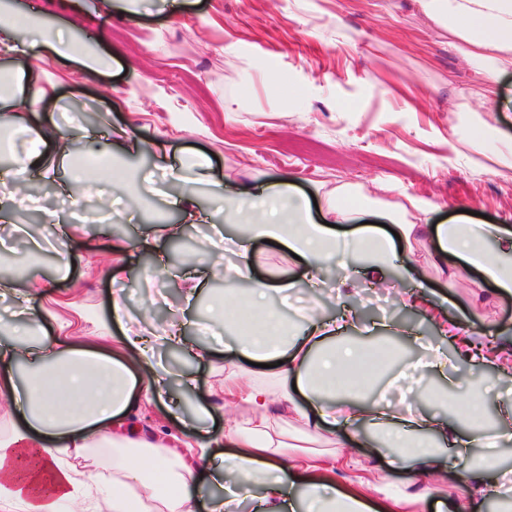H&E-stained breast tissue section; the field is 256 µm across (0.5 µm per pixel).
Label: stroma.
I'll return each mask as SVG.
<instances>
[{"label":"stroma","instance_id":"stroma-1","mask_svg":"<svg viewBox=\"0 0 512 512\" xmlns=\"http://www.w3.org/2000/svg\"><path fill=\"white\" fill-rule=\"evenodd\" d=\"M0 12L18 18L17 36L31 31L23 18L39 15L60 26L65 39L93 44L111 58L109 66L85 71L71 59L46 51L26 59L0 58V71L29 67L37 88L54 85L42 107L54 132L71 143L70 162L86 166L85 178L61 194L63 171L53 179L31 180L19 190L0 183V197L10 200L0 220V279L13 278L14 293L0 296V343L25 348L23 328L43 330L49 338L79 342L89 338L111 343L125 331L162 333L183 323L190 342L200 346L196 358L165 342L155 344L163 368L191 376L190 387L173 385L176 402L167 426L176 433L222 439L227 424L241 421L250 408L222 395L232 365L249 367L267 378L271 369L249 366L236 349L252 321L224 325L211 310L243 306L255 281L289 272L297 286L271 293L266 305L294 332H302L301 308L316 303L329 318L343 306L358 314L356 327L344 330L343 342L364 343L389 351L375 382L360 393L364 402L385 401L403 410L392 378L428 350H443L446 377L422 369L421 408L454 419L461 396L473 387L476 367L461 361L456 348L440 336L433 307L467 322L470 330L512 346V293L489 287L475 290V272L449 257V277L430 265L436 240L421 239L412 253H399L378 287L348 275L338 262L326 264V286L310 296L301 284L305 264L288 259L274 245L256 240L240 254L220 237L221 229L238 233L256 216L241 212L235 224L224 222V202L242 188L275 190L289 181L295 194L314 201L311 217L326 219V203L345 186L355 201L365 202L361 223L382 225L387 211L406 196L427 201V224H456L462 211L484 214L487 223L512 225V170L502 171L493 158L512 150V109L501 108L499 94L512 90V73L498 76L487 97L472 100L478 115L497 130L474 144L458 140L462 127L455 90L472 84L474 69L464 63L418 14L413 0H0ZM122 129L138 141L139 151L113 142L112 164L122 177L104 181L87 147L85 135L104 136ZM179 165L194 179L205 165L212 182L193 186L197 205L207 211L206 224L186 223L168 196L182 187L167 165ZM85 199L76 211L75 197ZM139 205H131V198ZM151 236L165 251L176 239L194 240L197 266L224 269L222 282L206 279L194 297H186L185 262L155 267L152 253L139 241ZM71 240V265L59 260L60 243ZM126 241L129 253L112 250ZM249 265L250 278L232 269ZM417 268L406 275L405 265ZM414 289L427 302L418 308L396 304L400 290ZM120 317H113V301ZM162 315L144 324V311ZM438 446L447 464L446 485L424 473H412L394 449L374 456L355 440L305 439L297 454L319 458L334 469L338 488L369 498L390 512H453V498L468 501L471 512H503L512 503V439L494 450L450 440ZM465 453L470 465L494 464L487 482L502 484L491 500L456 480L453 462Z\"/></svg>","mask_w":512,"mask_h":512}]
</instances>
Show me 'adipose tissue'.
Instances as JSON below:
<instances>
[{"label": "adipose tissue", "instance_id": "obj_1", "mask_svg": "<svg viewBox=\"0 0 512 512\" xmlns=\"http://www.w3.org/2000/svg\"><path fill=\"white\" fill-rule=\"evenodd\" d=\"M419 13L447 37L461 59L471 63L477 80L457 94V108L465 112L473 98L486 96L487 80L512 72V0H414ZM32 77L18 71L8 89H0V126L13 123L15 109H23L22 131L31 135L26 154L17 157L11 176L46 177L52 161L44 151L49 121L39 108V96L29 95ZM339 204L330 208L336 223L356 222L351 237L333 226L311 219L305 204L293 192L280 189L265 194L245 192L234 199V210L249 209L259 216L249 225L248 238H265L299 256L308 267L305 285L317 291L319 267L326 260L356 255L365 258V275L379 281L394 253L391 239L377 227L358 225V206L347 204L345 187H337ZM435 234L441 252L456 256L480 271L496 288L512 292V228L499 224H440L429 226L406 219L398 226L404 243ZM496 252H488V243ZM305 333L291 335L285 323L268 315L260 335L240 339L242 355L277 359L281 365L272 386H242L237 375L224 380V394L240 397L251 408L243 424L228 427L225 441L230 454L215 456L210 443L135 425L137 390L147 387L156 396L169 389L170 379L154 363L149 337L124 334L117 342L121 356L93 346L73 347L53 340L19 351L0 345V392L15 399L20 425L13 437L0 441V512H57L76 485L69 470L39 468L17 476L14 460L37 454L56 461L99 441L111 442L112 512H236L241 490L259 482L256 512L297 511L292 488L302 485L305 509L301 512H377L369 501L336 489L331 471L313 461L282 466L288 447L278 430L276 411L302 421L305 429L316 422L340 430L359 429L368 448H399L405 460L441 472L445 463L432 453L435 440L455 436L448 421L423 413H397L378 405L364 406L349 399V392L367 380L366 348L336 342V323L305 314ZM442 335L458 346L463 358L492 366L497 377L512 378V352L498 347L484 350L460 321H441ZM303 394L309 409L295 400ZM337 398L329 406L327 398ZM279 410H272L273 401ZM223 487V499L203 503L206 481Z\"/></svg>", "mask_w": 512, "mask_h": 512}]
</instances>
